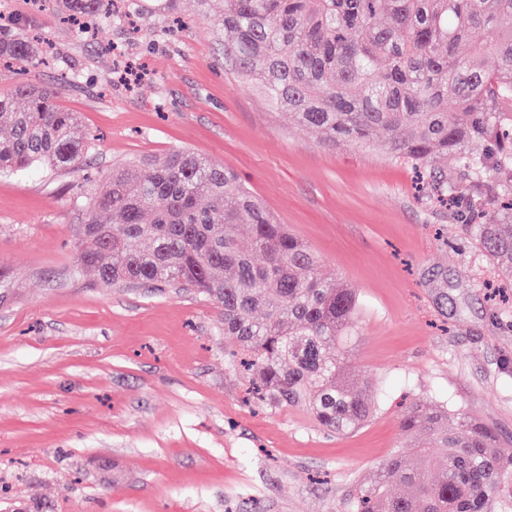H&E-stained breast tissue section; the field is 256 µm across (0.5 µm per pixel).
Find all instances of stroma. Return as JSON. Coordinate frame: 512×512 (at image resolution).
Wrapping results in <instances>:
<instances>
[{"mask_svg": "<svg viewBox=\"0 0 512 512\" xmlns=\"http://www.w3.org/2000/svg\"><path fill=\"white\" fill-rule=\"evenodd\" d=\"M175 33L98 20L87 34L37 0L0 13L50 63L0 67L57 91L93 138L81 167L0 176V512H339L400 442L403 403H439L512 451V318L464 203L439 207L399 157L289 123L224 58L222 0H146ZM189 148L237 171L364 301L351 364L375 412L328 435L301 410L249 403L220 308L169 288L101 284L75 230L113 166Z\"/></svg>", "mask_w": 512, "mask_h": 512, "instance_id": "obj_1", "label": "stroma"}]
</instances>
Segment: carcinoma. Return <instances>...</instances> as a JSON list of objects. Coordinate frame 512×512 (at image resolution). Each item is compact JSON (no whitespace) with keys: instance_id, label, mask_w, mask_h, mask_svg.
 <instances>
[{"instance_id":"carcinoma-1","label":"carcinoma","mask_w":512,"mask_h":512,"mask_svg":"<svg viewBox=\"0 0 512 512\" xmlns=\"http://www.w3.org/2000/svg\"><path fill=\"white\" fill-rule=\"evenodd\" d=\"M102 2L53 7L93 15ZM221 25L237 74L296 125L410 160L438 192L491 186L507 199L498 218L469 230L512 279V0H224ZM479 32L486 39L472 41ZM0 59L35 67L41 54L1 21ZM0 129V174L76 167L91 149L78 113L28 82L0 96ZM450 156L463 185L436 167ZM75 247L79 268L104 284H177L218 305L224 342L247 353L256 398L270 409H305L338 435L371 418L367 381L348 360L359 295L324 277L314 251L235 171L189 149L146 172L121 164L88 201ZM400 431L410 452L389 456L341 512H489L512 498V453L487 424L415 401Z\"/></svg>"}]
</instances>
